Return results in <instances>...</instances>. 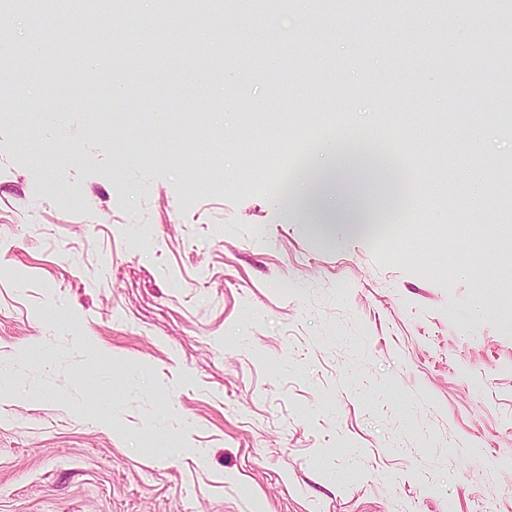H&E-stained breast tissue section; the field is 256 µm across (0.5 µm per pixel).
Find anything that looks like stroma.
<instances>
[{
	"instance_id": "1",
	"label": "stroma",
	"mask_w": 512,
	"mask_h": 512,
	"mask_svg": "<svg viewBox=\"0 0 512 512\" xmlns=\"http://www.w3.org/2000/svg\"><path fill=\"white\" fill-rule=\"evenodd\" d=\"M390 3L210 0L134 58L80 20L20 95L0 16V100L38 114L0 119V512H512V209L461 224L446 190L474 137L486 193L512 158V0ZM339 118L441 184L391 238L281 195L284 145Z\"/></svg>"
}]
</instances>
